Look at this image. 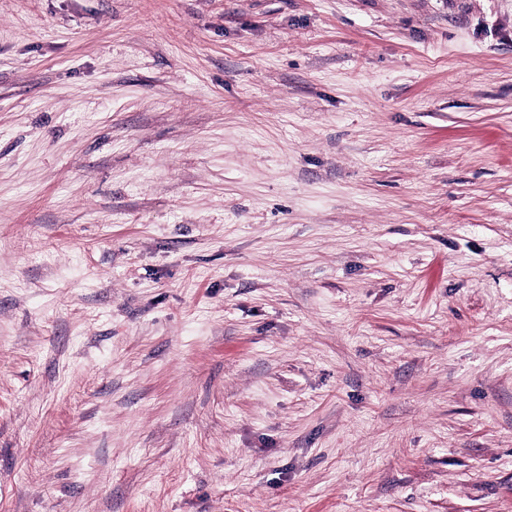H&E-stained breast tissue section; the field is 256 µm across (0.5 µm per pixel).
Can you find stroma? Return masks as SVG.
Instances as JSON below:
<instances>
[{
  "label": "stroma",
  "mask_w": 512,
  "mask_h": 512,
  "mask_svg": "<svg viewBox=\"0 0 512 512\" xmlns=\"http://www.w3.org/2000/svg\"><path fill=\"white\" fill-rule=\"evenodd\" d=\"M0 512H512V0H0Z\"/></svg>",
  "instance_id": "obj_1"
}]
</instances>
